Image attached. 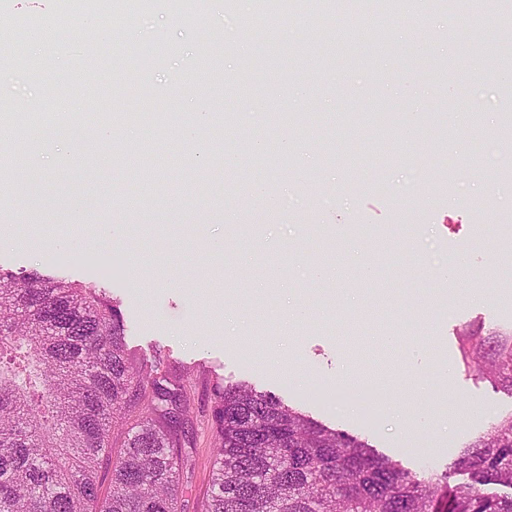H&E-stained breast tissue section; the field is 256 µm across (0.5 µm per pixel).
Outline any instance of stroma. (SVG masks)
<instances>
[{
  "label": "stroma",
  "mask_w": 512,
  "mask_h": 512,
  "mask_svg": "<svg viewBox=\"0 0 512 512\" xmlns=\"http://www.w3.org/2000/svg\"><path fill=\"white\" fill-rule=\"evenodd\" d=\"M78 0H0V27L14 32L28 59L46 72L0 97L94 128L104 162L77 203L63 194L75 180L81 145L60 146L36 162L37 191L49 207L27 206L21 191L0 192V220L13 236L0 244V270L52 273L107 288L139 364L168 377L185 375L188 460L180 476L181 512H202L211 490L215 427L211 387L245 382L325 425L367 442L419 473H449L459 452L498 415L512 411V392L468 371L457 331L466 325L512 327V166L487 165L485 143L512 139L498 99L512 75L491 58L448 52L442 18L448 4L406 14L389 41L356 58L309 46L300 76L267 75L256 104L224 89L249 53L237 38L247 12L191 9L174 16L169 0L131 24L134 40H115L108 17L77 11ZM62 15L71 24L54 41L33 37ZM100 54H83L89 29ZM419 44L410 48L404 33ZM164 49L141 68L124 104L136 113L167 108L162 130L140 121L112 126L111 59L125 48ZM211 56L213 79L197 81L194 65ZM453 78H446L448 67ZM481 67L482 80L472 78ZM362 87L368 97L353 95ZM453 110L452 119L444 111ZM430 116L416 137L411 113ZM313 114V126L281 128L279 143L298 141L299 166L239 157L226 166L225 121L261 127L269 113ZM356 133L355 161L324 158L337 126ZM391 141L372 139L376 120ZM131 148L112 153L113 139ZM277 203L258 209L236 191L241 172ZM222 254H214L215 245ZM464 255L455 280L440 276L449 257ZM300 305L291 324L284 309ZM398 337L396 346L382 344Z\"/></svg>",
  "instance_id": "stroma-1"
}]
</instances>
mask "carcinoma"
<instances>
[{
	"label": "carcinoma",
	"mask_w": 512,
	"mask_h": 512,
	"mask_svg": "<svg viewBox=\"0 0 512 512\" xmlns=\"http://www.w3.org/2000/svg\"><path fill=\"white\" fill-rule=\"evenodd\" d=\"M305 7L299 0H260L246 38L266 37ZM410 0H375L371 19L402 16ZM497 0H456L474 21ZM349 15L326 7L320 42L336 48V24ZM9 63L34 75L19 45ZM269 65L256 56L228 84L238 96ZM16 136L37 122L7 102ZM259 140L225 127L229 149L250 151ZM463 328L469 370L512 392V330ZM130 357L123 316L106 289L32 272L0 273V512H178L183 466V390ZM216 451L204 512H512V412L497 417L453 463L471 482L448 473L417 476L348 432L328 427L252 386L213 387ZM136 418L118 451V416ZM111 470L102 493L99 472Z\"/></svg>",
	"instance_id": "obj_1"
}]
</instances>
